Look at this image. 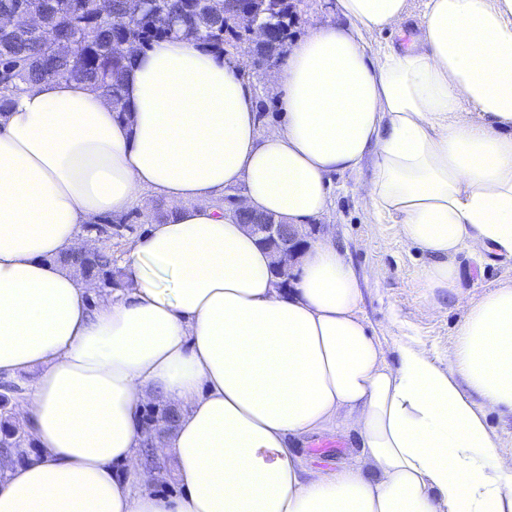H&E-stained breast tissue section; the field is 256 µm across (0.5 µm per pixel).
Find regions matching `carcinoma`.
<instances>
[{
  "label": "carcinoma",
  "instance_id": "cac0c4a2",
  "mask_svg": "<svg viewBox=\"0 0 512 512\" xmlns=\"http://www.w3.org/2000/svg\"><path fill=\"white\" fill-rule=\"evenodd\" d=\"M21 7L37 14L40 23L33 30L0 32V115L33 84L54 79H75L103 88L113 110L122 114L126 112V57L114 54V46L131 41L147 49L160 40L182 38L222 52L224 46L245 38L233 23V14L239 10L255 11L268 27V38L253 49L258 59L280 57L289 37L288 0H153L138 14L133 11V0H111L108 17L93 9L91 0H0V14ZM153 10L168 11L172 27L153 28L149 22ZM138 215L135 211L86 225V234L103 235L101 244L89 254L64 253L59 261L74 268L84 280L93 279L116 291L124 288L123 269L112 252L109 231L132 229ZM19 392L18 386L8 382L0 385V453L33 447L11 416ZM180 413L179 408L160 402L143 410L141 447L145 457H150V449L155 447L154 433L173 431Z\"/></svg>",
  "mask_w": 512,
  "mask_h": 512
}]
</instances>
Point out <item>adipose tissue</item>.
Returning a JSON list of instances; mask_svg holds the SVG:
<instances>
[{"label": "adipose tissue", "instance_id": "1", "mask_svg": "<svg viewBox=\"0 0 512 512\" xmlns=\"http://www.w3.org/2000/svg\"><path fill=\"white\" fill-rule=\"evenodd\" d=\"M273 80L281 127L259 131L235 61L183 39L132 53L126 114L78 80L33 86L0 115V375L31 376L17 411L36 456L0 470V512H512V458L487 416L512 413V286L470 305L440 366L408 341L388 365L358 314L333 236L281 288L272 257L224 216L296 225L333 175L371 161L361 191L457 289L456 255L512 256V0H335ZM392 32L398 43L371 45ZM122 291L56 262L90 221L146 192ZM184 413L157 453L181 494L146 489L141 413ZM362 454L309 472L289 441L328 426Z\"/></svg>", "mask_w": 512, "mask_h": 512}]
</instances>
